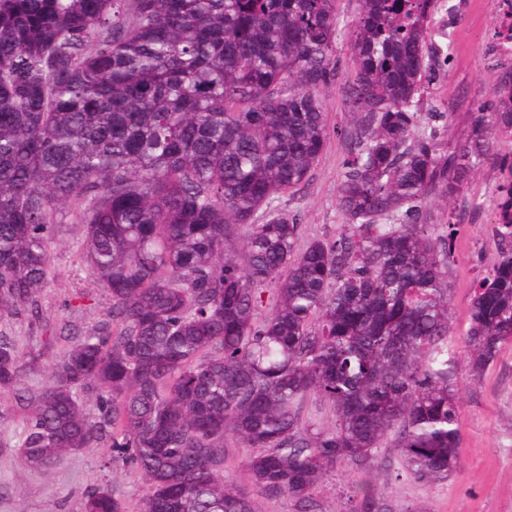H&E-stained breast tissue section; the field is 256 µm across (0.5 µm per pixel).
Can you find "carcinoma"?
I'll return each instance as SVG.
<instances>
[{"instance_id": "cac0c4a2", "label": "carcinoma", "mask_w": 512, "mask_h": 512, "mask_svg": "<svg viewBox=\"0 0 512 512\" xmlns=\"http://www.w3.org/2000/svg\"><path fill=\"white\" fill-rule=\"evenodd\" d=\"M439 2L361 0L336 194L346 224L299 249V224L273 202L327 138L336 0H0V316L36 311L63 208L112 300L111 321L65 337L35 391L21 383L40 355L0 336V393L22 412L28 467L105 443V464L141 472L142 512H254L224 482L230 436L255 449L254 483L310 512L328 468L369 465L393 433L405 477H448L461 444L454 225L431 209L512 135V75L495 111L470 113L462 148L416 131ZM493 240L468 308L472 376L512 343V178ZM311 394L333 427L302 420ZM82 512L124 508L103 489Z\"/></svg>"}]
</instances>
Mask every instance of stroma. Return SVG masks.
Returning <instances> with one entry per match:
<instances>
[{
	"mask_svg": "<svg viewBox=\"0 0 512 512\" xmlns=\"http://www.w3.org/2000/svg\"><path fill=\"white\" fill-rule=\"evenodd\" d=\"M434 16L441 30L444 52L434 79L426 81L418 106L422 125L436 124L443 149L451 151L469 134L468 117L476 107L495 108L494 90L512 62L494 58L498 15L496 0H442ZM359 0H336L338 77L323 90L328 136L307 179L281 195L276 207L294 216L299 242L334 240L344 218L336 205V189L343 162L352 148L353 116L345 87L354 74L347 48L357 19ZM496 157L485 160L470 178L462 196L434 211L436 220L458 219L454 236L455 262L448 273L453 332L448 348L464 351L467 308L476 280L495 263L493 213L498 189L512 171L503 157L512 142H499ZM82 230L63 221L49 244L48 283L39 294L37 314L0 317V335L11 337L20 350L47 348L50 356L64 349L55 334H81L107 320L110 300L106 290L80 255ZM461 398L460 463L447 480L424 485L401 477L402 460L393 442H385L371 466L343 463L325 476L316 490L318 512H352L360 486L374 490L386 512H512V344L478 379L458 372ZM22 436L19 418L0 422V512H81L88 492L110 489L126 512H139L146 494L140 472L131 464L105 466V447L87 448L68 458L60 468L41 472L26 466L17 452ZM249 451L228 440L224 479L250 501L255 512H299L294 498L267 495L251 479L245 459Z\"/></svg>",
	"mask_w": 512,
	"mask_h": 512,
	"instance_id": "1",
	"label": "stroma"
}]
</instances>
